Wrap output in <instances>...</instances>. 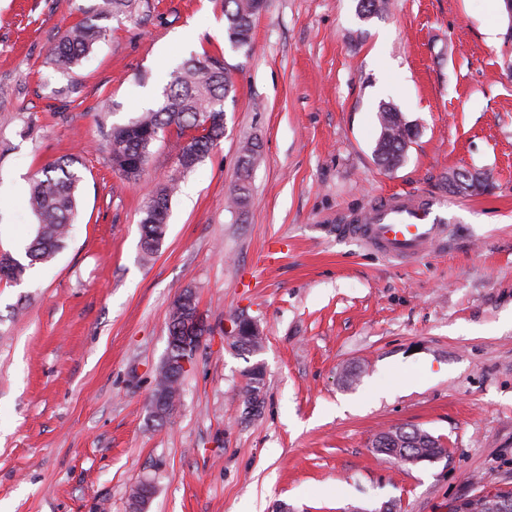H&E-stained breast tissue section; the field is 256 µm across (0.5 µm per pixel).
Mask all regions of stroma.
Here are the masks:
<instances>
[{
  "mask_svg": "<svg viewBox=\"0 0 512 512\" xmlns=\"http://www.w3.org/2000/svg\"><path fill=\"white\" fill-rule=\"evenodd\" d=\"M84 0H0V252L22 257L37 220L29 184L76 156L79 216L66 247L0 282V512H451L512 489V18L485 0H265L250 50L230 46L224 0H148L70 74L48 45ZM498 33L487 40L485 28ZM223 58L224 136L195 171L183 139L151 149L138 184L106 133L156 107L190 56ZM114 109H100L102 100ZM419 134L380 170L381 103ZM255 142L250 203L228 205ZM465 171L490 192L448 193ZM175 180L168 230L145 255L147 194ZM426 193L445 243L403 263L342 236L373 198ZM193 288L212 329L164 424L149 418L173 301ZM264 345L236 351L233 314ZM265 370L263 403L241 390ZM357 378L346 382V370ZM417 426L445 458L402 465L373 436ZM243 387L244 402L247 408L258 411L262 404V389L265 385L264 367L257 363L247 370Z\"/></svg>",
  "mask_w": 512,
  "mask_h": 512,
  "instance_id": "obj_1",
  "label": "stroma"
}]
</instances>
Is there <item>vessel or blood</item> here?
Returning <instances> with one entry per match:
<instances>
[{
    "instance_id": "1",
    "label": "vessel or blood",
    "mask_w": 512,
    "mask_h": 512,
    "mask_svg": "<svg viewBox=\"0 0 512 512\" xmlns=\"http://www.w3.org/2000/svg\"><path fill=\"white\" fill-rule=\"evenodd\" d=\"M371 251L415 260L448 235V220L428 195L377 198L364 217L346 228Z\"/></svg>"
}]
</instances>
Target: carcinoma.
<instances>
[{
  "instance_id": "carcinoma-1",
  "label": "carcinoma",
  "mask_w": 512,
  "mask_h": 512,
  "mask_svg": "<svg viewBox=\"0 0 512 512\" xmlns=\"http://www.w3.org/2000/svg\"><path fill=\"white\" fill-rule=\"evenodd\" d=\"M265 0H224V22L227 39L234 49L251 45L253 23L263 10ZM132 0H92L81 8L82 18L70 27L66 35L52 44L48 50L50 61L62 72L72 68L89 56L95 44L106 38L109 28L101 25L104 20L114 19L131 12ZM387 9V0H358V11L365 18L376 16ZM232 90L229 73L224 63L211 56L200 60L184 61L170 73L162 100L152 109L140 113L124 124H117L107 132V142L112 167L126 179L137 180L151 155L154 143L174 131L181 137L187 131H195L183 145L178 164L190 171L201 163L224 137V100ZM380 135L374 156L377 165L391 171L400 167L406 159L409 144L417 135L416 125L407 121L403 114L390 103L379 106ZM255 146L245 143L239 157L238 182L230 194V207L246 208L250 194V172ZM78 158L65 156L50 163L43 177L31 183L28 205L37 218L34 237L26 245V261L5 253L0 256V280H23L26 271L37 263L53 259L66 247L70 229L78 215V199L82 175L75 164ZM463 185L445 182L448 192L468 194L485 192L490 185L485 181L473 183V179L459 174ZM178 185L171 181L157 188L145 202L140 220V247L152 254L162 244L168 226L172 197ZM192 294L184 290L173 302L168 316V336H180L186 322L194 316L195 308L183 302ZM262 336L243 330L241 339L232 342L240 352L255 353L262 349ZM161 364L155 385L167 392L168 403L153 416L158 423L165 422L175 407L174 388L181 385V377L163 371ZM265 385L264 367L257 363L246 372L243 387L244 402L257 411L262 404Z\"/></svg>"
}]
</instances>
